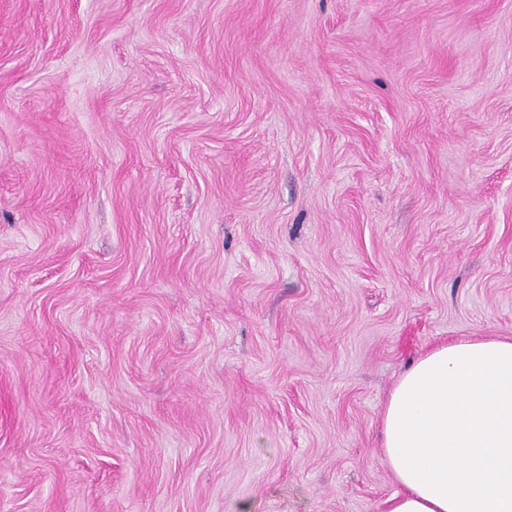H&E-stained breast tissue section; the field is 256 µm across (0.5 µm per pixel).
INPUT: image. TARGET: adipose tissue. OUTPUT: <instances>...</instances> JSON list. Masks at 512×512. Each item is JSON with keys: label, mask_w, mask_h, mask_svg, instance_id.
I'll use <instances>...</instances> for the list:
<instances>
[{"label": "adipose tissue", "mask_w": 512, "mask_h": 512, "mask_svg": "<svg viewBox=\"0 0 512 512\" xmlns=\"http://www.w3.org/2000/svg\"><path fill=\"white\" fill-rule=\"evenodd\" d=\"M387 512H512V339L420 355L389 394Z\"/></svg>", "instance_id": "ef3b65f1"}]
</instances>
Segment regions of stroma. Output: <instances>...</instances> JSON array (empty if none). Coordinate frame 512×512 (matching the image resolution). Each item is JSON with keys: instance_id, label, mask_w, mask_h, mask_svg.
Returning a JSON list of instances; mask_svg holds the SVG:
<instances>
[{"instance_id": "35a3bbf8", "label": "stroma", "mask_w": 512, "mask_h": 512, "mask_svg": "<svg viewBox=\"0 0 512 512\" xmlns=\"http://www.w3.org/2000/svg\"><path fill=\"white\" fill-rule=\"evenodd\" d=\"M497 337L512 0H0V512H385Z\"/></svg>"}]
</instances>
